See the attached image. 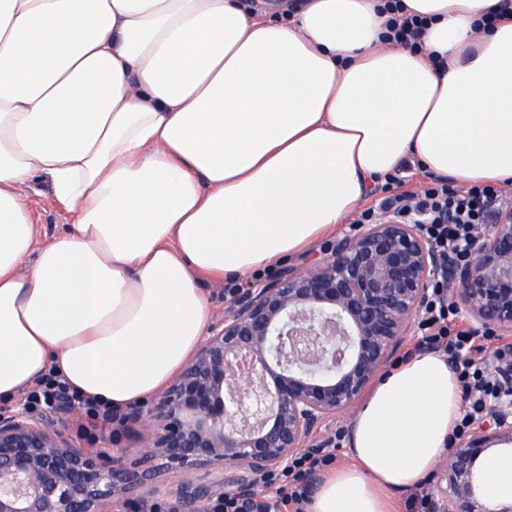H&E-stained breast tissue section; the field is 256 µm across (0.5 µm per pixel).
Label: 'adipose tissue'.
Listing matches in <instances>:
<instances>
[{"label":"adipose tissue","mask_w":512,"mask_h":512,"mask_svg":"<svg viewBox=\"0 0 512 512\" xmlns=\"http://www.w3.org/2000/svg\"><path fill=\"white\" fill-rule=\"evenodd\" d=\"M401 2L422 51L381 41L384 0H0V400L51 369L148 399L210 326L202 280L334 236L407 158L512 183V12L479 33L502 0ZM42 175L71 217L45 245L22 195ZM460 413L447 359L407 354L307 512H397ZM484 467L512 501V453Z\"/></svg>","instance_id":"ef3b65f1"}]
</instances>
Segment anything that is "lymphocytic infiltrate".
Wrapping results in <instances>:
<instances>
[{
    "label": "lymphocytic infiltrate",
    "mask_w": 512,
    "mask_h": 512,
    "mask_svg": "<svg viewBox=\"0 0 512 512\" xmlns=\"http://www.w3.org/2000/svg\"><path fill=\"white\" fill-rule=\"evenodd\" d=\"M384 10L388 15L386 40L412 50L419 49L426 18L408 13L400 0H385ZM404 184L402 176L387 177L382 186L383 198L377 207L360 213L359 223H373L375 213L381 212L408 224L421 225L425 234L460 265L473 260L470 242L481 225L488 223L492 210L507 204L502 187L490 184L462 188L448 179L436 178L417 192L405 190ZM418 329L417 349L446 354L457 375L464 410L455 431L463 433L484 411L487 398L494 396L497 389L493 369L476 360L483 351L482 334L464 325L459 310L438 283L432 287ZM59 396L66 397L68 403L79 404L90 427L109 428L119 417L117 411L96 400L77 398L65 382L52 375L43 380L41 388L29 391L24 406L34 410L43 403L53 404ZM335 458L331 448L297 457L284 469L277 488L263 500L228 497L224 500V512H304L309 500V491L302 480L304 473L330 466Z\"/></svg>",
    "instance_id": "lymphocytic-infiltrate-1"
}]
</instances>
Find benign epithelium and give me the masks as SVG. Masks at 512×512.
Here are the masks:
<instances>
[{
	"label": "benign epithelium",
	"instance_id": "1",
	"mask_svg": "<svg viewBox=\"0 0 512 512\" xmlns=\"http://www.w3.org/2000/svg\"><path fill=\"white\" fill-rule=\"evenodd\" d=\"M475 259L451 265L419 224L384 218L336 243L315 263L236 289L224 317L147 409L124 416L141 455L74 446L63 420L0 414V512H110L152 463L179 471L182 512H218L303 449L328 441L330 421L352 412L415 331L433 282L482 328L512 333V208L472 242ZM497 398L437 464V512L487 507L492 476L475 469L493 447L512 448V359L497 358Z\"/></svg>",
	"mask_w": 512,
	"mask_h": 512
}]
</instances>
